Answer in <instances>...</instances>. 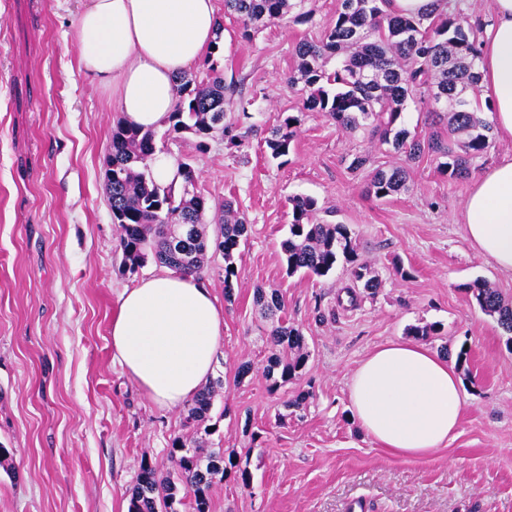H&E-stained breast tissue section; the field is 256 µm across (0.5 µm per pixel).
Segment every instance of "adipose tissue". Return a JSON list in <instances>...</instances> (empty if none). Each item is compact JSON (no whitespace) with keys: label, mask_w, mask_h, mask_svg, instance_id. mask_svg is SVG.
I'll return each mask as SVG.
<instances>
[{"label":"adipose tissue","mask_w":512,"mask_h":512,"mask_svg":"<svg viewBox=\"0 0 512 512\" xmlns=\"http://www.w3.org/2000/svg\"><path fill=\"white\" fill-rule=\"evenodd\" d=\"M218 21L215 0H86L80 67L111 86L128 123L156 129L177 107V76L215 45ZM480 49V98L491 103L497 136L512 140V0H492ZM465 212L471 247L512 274V156L475 179ZM223 334L224 315L209 288L158 274L121 294L112 357L153 402L177 408L206 384ZM349 401L367 435L407 459L447 446L463 413L453 364L403 341L359 364Z\"/></svg>","instance_id":"1"}]
</instances>
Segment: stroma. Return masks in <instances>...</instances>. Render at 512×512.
<instances>
[{
  "instance_id": "obj_1",
  "label": "stroma",
  "mask_w": 512,
  "mask_h": 512,
  "mask_svg": "<svg viewBox=\"0 0 512 512\" xmlns=\"http://www.w3.org/2000/svg\"><path fill=\"white\" fill-rule=\"evenodd\" d=\"M83 4L0 0V447L10 454L0 512H122L142 461L166 465L178 435L252 475L246 488L231 476L215 484L210 512H349L354 499L366 512H512V347L469 289L485 279L512 300V275L466 240L471 178L448 179L433 156L407 159L303 109L287 83L295 47L333 22L336 0H317L310 22H274L249 41L221 13L217 60L250 102L240 150L219 138L201 151L192 135L156 136L159 152L193 165L202 193L233 200L248 222L233 300L223 299V259L203 273L224 311L208 420L184 427V408H160L113 362L121 293L162 268L122 266L103 166L121 115L111 91L78 68ZM290 114L297 136L287 156L271 158L265 140ZM364 153L369 167L350 170ZM388 165L407 169L408 188L378 200L370 171ZM295 195L346 225L375 291L354 283L343 262L321 279L287 275L280 243ZM258 287L279 289L308 353L302 377L275 392L263 373L270 324L253 300ZM424 324L440 329L423 341L431 351H468L464 409L455 440L411 460L359 427L348 383L369 352ZM306 391L304 408L284 410Z\"/></svg>"
}]
</instances>
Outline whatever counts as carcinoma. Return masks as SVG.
Wrapping results in <instances>:
<instances>
[{
    "instance_id": "1",
    "label": "carcinoma",
    "mask_w": 512,
    "mask_h": 512,
    "mask_svg": "<svg viewBox=\"0 0 512 512\" xmlns=\"http://www.w3.org/2000/svg\"><path fill=\"white\" fill-rule=\"evenodd\" d=\"M445 8L406 17L389 10L390 0H338L333 25L317 39L296 47L298 64L288 85L303 84V108L326 112L348 132L364 130L380 144L392 145L410 158L429 153L438 159V170L452 179L472 174L473 160L488 152L493 141L490 127L480 117L476 92L480 81V55L476 32L460 7ZM315 0H224L226 11L240 20V35L250 40L275 21L311 20ZM336 67L329 69L331 61ZM205 76L177 77L179 104L166 121V134L189 133L198 138V149L219 135L230 148L240 149L243 136L237 122L224 110L226 97L237 85L224 82L213 55L204 59ZM434 105L432 119H448L455 138L431 134L421 141L399 127L411 93ZM298 118L284 117L265 140L274 159L288 155L297 133ZM112 178L105 181L112 223L120 228V248L125 271L138 272L152 258L173 274L195 276L214 261L224 259V299L232 301L234 281L241 269L236 261L247 241L245 216L234 210L230 199L215 205L197 189L194 168L177 162L181 185H161L153 177L156 131L118 122L109 144ZM407 171L401 166L374 171L370 192L381 200L406 189ZM292 219L288 236L280 243L288 275L304 273L328 276L339 260L349 265L350 275L366 289L377 287L367 263L359 260L351 233L343 224L319 218L324 207L311 196L291 199ZM214 212L216 235L208 237L207 212ZM480 308L497 317L512 343V303L485 281L470 286ZM255 304L265 317L276 320L269 332L272 354L266 365L270 390L277 391L297 380L307 353L298 329L288 324L284 302L276 289L257 288ZM220 382L209 383L192 399L185 422L207 420ZM168 467L161 471L149 462L142 465L130 490L128 512H178L182 497L191 496L193 512H210V490L215 479H224L234 462L224 455L206 453L193 442L176 436L168 451Z\"/></svg>"
}]
</instances>
